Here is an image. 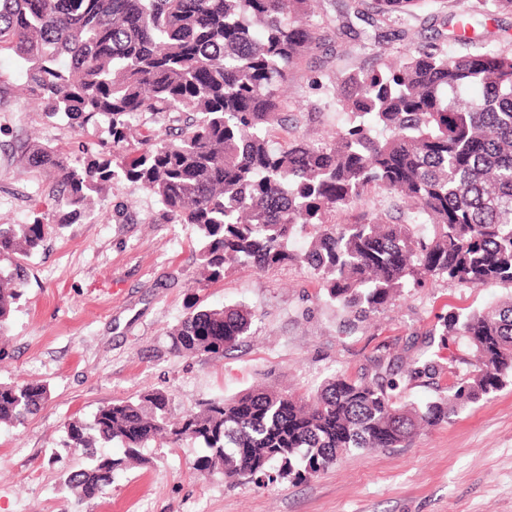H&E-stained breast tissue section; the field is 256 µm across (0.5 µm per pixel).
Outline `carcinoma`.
<instances>
[{
  "instance_id": "obj_1",
  "label": "carcinoma",
  "mask_w": 512,
  "mask_h": 512,
  "mask_svg": "<svg viewBox=\"0 0 512 512\" xmlns=\"http://www.w3.org/2000/svg\"><path fill=\"white\" fill-rule=\"evenodd\" d=\"M429 0H345V15L374 12L375 33ZM316 0H0V53L12 54L26 90L48 119L75 131L108 122L109 140L82 165L60 148L25 140L16 162L44 179L46 207L30 224H0V335L29 280L28 259L58 223L95 214L112 184L147 190L171 224L200 231L198 260L211 280L228 267L306 266L346 310L376 314L427 279L464 288H512V52L451 53L436 43L338 78L345 126L330 140L273 146L288 71L315 45ZM512 13V0H470L448 16V38L486 43L480 18ZM474 30V36L467 35ZM373 188L405 204L407 219L336 224L331 216ZM310 240L290 249L297 229ZM242 305L190 311L170 335L177 356L220 357L246 335ZM451 338L467 353L413 362L406 380L448 375L447 394L417 406L400 382L338 376L311 397L252 389L172 414L153 390L98 409L89 425H65L90 465L66 475L82 501L110 485L109 468L139 459L164 436L206 453L194 470L224 479L317 474L354 450L405 446L425 424L447 419L512 382V296L480 310L451 309ZM50 396L41 382L0 383V424L20 425ZM122 456L103 463L99 444Z\"/></svg>"
}]
</instances>
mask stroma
Here are the masks:
<instances>
[{
  "label": "stroma",
  "mask_w": 512,
  "mask_h": 512,
  "mask_svg": "<svg viewBox=\"0 0 512 512\" xmlns=\"http://www.w3.org/2000/svg\"><path fill=\"white\" fill-rule=\"evenodd\" d=\"M451 8L450 0H433L394 28L418 42L446 43ZM314 24L317 48L289 71L282 122L271 132L278 145L298 135L328 140L344 122L337 72L370 68L407 47L387 39L344 53L368 24L344 16L343 0H317ZM24 83L12 58L1 55L0 224L32 222L42 190L41 178L13 159L19 141L33 137L82 160L108 138L103 126L78 133L46 119L23 94ZM198 238L195 225L161 220L154 198L125 182L93 218L55 227L30 258V281L0 340V381H41L51 396L25 424L0 425V512H512L510 384L421 430L406 447L343 454L302 482L231 483L219 473L201 479L193 470L199 442L156 440L142 448L141 464L113 472L105 495L79 501L63 481L86 463L67 441L69 421L91 422L103 405L156 389L178 411L256 386L308 396L337 375L372 376L378 356L401 380L402 400L423 404L447 378L407 383L404 371L437 351L441 316L508 293L429 280L357 320L301 265L260 271L237 264L208 279ZM194 301L246 305L254 314L249 334L220 358L170 353L169 334Z\"/></svg>",
  "instance_id": "35a3bbf8"
}]
</instances>
